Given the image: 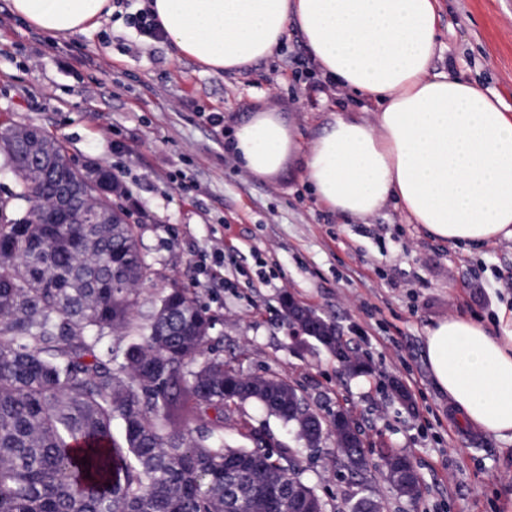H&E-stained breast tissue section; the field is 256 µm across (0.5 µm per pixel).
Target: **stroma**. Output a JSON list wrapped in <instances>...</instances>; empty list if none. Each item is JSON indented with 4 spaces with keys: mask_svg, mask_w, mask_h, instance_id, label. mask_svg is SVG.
<instances>
[{
    "mask_svg": "<svg viewBox=\"0 0 512 512\" xmlns=\"http://www.w3.org/2000/svg\"><path fill=\"white\" fill-rule=\"evenodd\" d=\"M141 4L130 0L96 28L51 41L0 0V121L40 127L75 164L103 163L124 176L128 194L118 203L149 266L133 323L147 322L169 288L193 289L216 318L209 356L246 375L277 373L324 417L351 416L370 461L361 474L343 468L334 440L303 453L304 477L326 512H348L361 498L382 512H512V440L460 426L424 357L433 322L462 315L494 329L501 307L512 308V239L479 249L436 241L393 203L352 223L317 203L294 160L268 178L250 174L226 149L248 114L278 113L309 141L349 92L316 91L295 35L274 58L234 74L172 59L169 41L139 37L128 24ZM438 7L436 71L512 105V0ZM84 55L93 66L73 65ZM215 111L222 127L206 120ZM182 175L200 196L180 188ZM216 248L226 284L206 287L197 262ZM287 297L333 322L370 373L343 375L314 344L294 351ZM392 451L412 457L418 500L384 478L378 463Z\"/></svg>",
    "mask_w": 512,
    "mask_h": 512,
    "instance_id": "stroma-1",
    "label": "stroma"
}]
</instances>
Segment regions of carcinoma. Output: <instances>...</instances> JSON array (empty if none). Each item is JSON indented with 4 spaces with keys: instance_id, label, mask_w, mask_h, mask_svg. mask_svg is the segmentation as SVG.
Returning a JSON list of instances; mask_svg holds the SVG:
<instances>
[{
    "instance_id": "1",
    "label": "carcinoma",
    "mask_w": 512,
    "mask_h": 512,
    "mask_svg": "<svg viewBox=\"0 0 512 512\" xmlns=\"http://www.w3.org/2000/svg\"><path fill=\"white\" fill-rule=\"evenodd\" d=\"M38 143L71 180L86 178L41 130ZM1 173L13 188L0 195V240L16 256L0 266V512H267L277 475L303 481L299 449L255 431L226 446L224 429L255 402L317 448L326 419L278 376L242 391L238 370L205 357L213 315L189 289H169L130 326L147 266L124 210L90 190V211L111 223H41L53 193L35 196L15 173L5 128ZM305 313L311 339L335 345L336 326ZM359 433L351 419L328 432L355 475L368 465Z\"/></svg>"
}]
</instances>
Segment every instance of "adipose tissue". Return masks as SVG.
Returning a JSON list of instances; mask_svg holds the SVG:
<instances>
[{
  "label": "adipose tissue",
  "mask_w": 512,
  "mask_h": 512,
  "mask_svg": "<svg viewBox=\"0 0 512 512\" xmlns=\"http://www.w3.org/2000/svg\"><path fill=\"white\" fill-rule=\"evenodd\" d=\"M176 57L215 73L270 58L297 30L328 84L376 104L373 121L335 116L310 142L274 112L240 123L230 149L258 177L299 161L329 211L366 220L395 201L449 244L512 239V106L436 74L438 0H147ZM53 37L99 25L112 0H11ZM424 356L457 421L512 438V311L498 332L451 316L425 333Z\"/></svg>",
  "instance_id": "obj_1"
}]
</instances>
